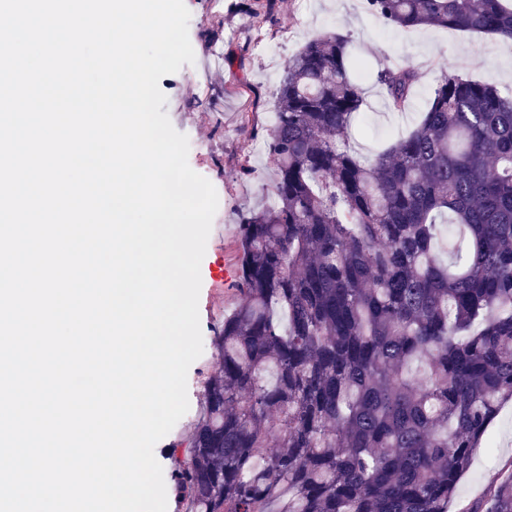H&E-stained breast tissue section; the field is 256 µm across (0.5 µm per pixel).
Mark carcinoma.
I'll return each instance as SVG.
<instances>
[{
  "label": "carcinoma",
  "mask_w": 512,
  "mask_h": 512,
  "mask_svg": "<svg viewBox=\"0 0 512 512\" xmlns=\"http://www.w3.org/2000/svg\"><path fill=\"white\" fill-rule=\"evenodd\" d=\"M362 2L397 29L512 39L509 0ZM415 81L409 64L376 74L395 110ZM363 104L345 35L288 60L271 200L240 220L241 301L171 446L189 512H448L512 402V92L444 73L372 158L347 143ZM461 512H512V461Z\"/></svg>",
  "instance_id": "carcinoma-1"
}]
</instances>
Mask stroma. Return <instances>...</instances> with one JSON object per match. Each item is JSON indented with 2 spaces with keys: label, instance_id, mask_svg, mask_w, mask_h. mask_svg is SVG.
I'll use <instances>...</instances> for the list:
<instances>
[{
  "label": "stroma",
  "instance_id": "obj_1",
  "mask_svg": "<svg viewBox=\"0 0 512 512\" xmlns=\"http://www.w3.org/2000/svg\"><path fill=\"white\" fill-rule=\"evenodd\" d=\"M252 0H185L195 62L164 76L159 85L173 127L187 136L190 167L216 189L219 206L201 262L199 316L203 339L214 336L237 303L229 290L236 273L238 224L258 209L270 189L272 163L262 148L274 110V91L289 58L310 38L326 32L346 35L361 62L375 69L394 63L417 72L409 107L389 111L373 81L363 83L366 101L355 117L348 142L358 155L376 154L417 124L442 71L512 88V42L493 35L440 29H393L371 17L361 0H288L262 26L247 9ZM253 173L241 177L243 164ZM218 354L205 347L189 368V410L155 446L163 471H171L169 448L186 439L201 412V384L216 369ZM490 448L475 449L470 470L458 486L449 512L479 500L498 470L512 461V404L494 421Z\"/></svg>",
  "mask_w": 512,
  "mask_h": 512
}]
</instances>
